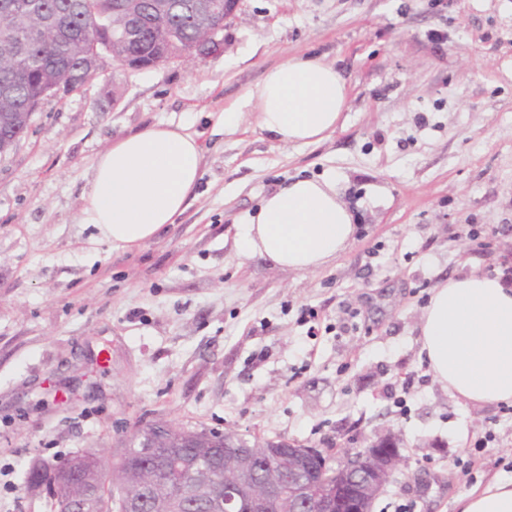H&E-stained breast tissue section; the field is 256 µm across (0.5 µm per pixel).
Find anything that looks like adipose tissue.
Masks as SVG:
<instances>
[{
    "label": "adipose tissue",
    "instance_id": "ef3b65f1",
    "mask_svg": "<svg viewBox=\"0 0 512 512\" xmlns=\"http://www.w3.org/2000/svg\"><path fill=\"white\" fill-rule=\"evenodd\" d=\"M348 86L336 66L294 57L270 69L225 121L252 109L261 132L283 146L336 132ZM202 147L180 126L126 135L91 163L83 223L116 248L139 246L174 223L201 177ZM354 217L331 176L296 177L263 198L236 227L245 258L313 273L353 241ZM421 353L434 379L476 406H512V287L470 271L436 285L418 321ZM459 512H512V478L494 477L458 497Z\"/></svg>",
    "mask_w": 512,
    "mask_h": 512
}]
</instances>
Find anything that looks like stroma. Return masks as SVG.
<instances>
[{"label": "stroma", "mask_w": 512, "mask_h": 512, "mask_svg": "<svg viewBox=\"0 0 512 512\" xmlns=\"http://www.w3.org/2000/svg\"><path fill=\"white\" fill-rule=\"evenodd\" d=\"M295 56L345 77L336 133L284 147L252 113L223 125ZM158 124L199 137L189 208L140 246L90 244L93 159ZM318 175L339 183L352 244L310 274L242 257L237 224ZM473 266H512V0H239L223 53L107 62L0 156V512H56L30 468L113 462L159 420L312 446L332 467L390 434L404 463L373 512H457L512 476V409L460 403L421 353L432 288Z\"/></svg>", "instance_id": "stroma-1"}]
</instances>
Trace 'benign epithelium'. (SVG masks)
Listing matches in <instances>:
<instances>
[{
	"mask_svg": "<svg viewBox=\"0 0 512 512\" xmlns=\"http://www.w3.org/2000/svg\"><path fill=\"white\" fill-rule=\"evenodd\" d=\"M200 24L207 26V40L187 51L193 55L203 52L214 54L224 48V24L211 21L210 10L204 4L195 5ZM195 437L176 426L158 421L148 435L139 433L134 447L145 449L148 467L164 471L177 458L153 453L156 448H189ZM268 453L275 464L260 479L250 466V455L236 456L234 476L229 485L235 489L232 498L216 494L208 499V512H240V505H250V512H278L288 507H298L300 512H371L373 502L384 491L393 474L402 463L397 445L390 437L380 438L366 448L350 449L342 460L336 483L327 485L317 496L311 494V482L304 472L307 459L313 458L321 465L326 459L317 448L293 445L288 455ZM109 466L93 452L78 453L62 465L49 471L45 481L59 506V512H85L95 504L101 478ZM83 487V495L73 497L72 487Z\"/></svg>",
	"mask_w": 512,
	"mask_h": 512,
	"instance_id": "1",
	"label": "benign epithelium"
}]
</instances>
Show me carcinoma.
Returning a JSON list of instances; mask_svg holds the SVG:
<instances>
[{
  "mask_svg": "<svg viewBox=\"0 0 512 512\" xmlns=\"http://www.w3.org/2000/svg\"><path fill=\"white\" fill-rule=\"evenodd\" d=\"M181 6L161 14L158 0H126L121 12L112 11V0H0V85L14 89L13 95L0 97V141L22 138L31 122L23 119L26 104L33 99H48L52 93L80 92L101 76L93 59L108 52L117 64L131 53H146L162 43L166 53L158 57L163 64L200 43L207 31L189 13L192 0H179ZM56 21L60 36L40 39L32 36ZM200 447L187 452L206 458L208 449L229 453L236 448L234 434L201 430ZM144 460L132 452H120L112 471L101 483L96 512H122L118 504L122 487L130 476L144 482L140 512H180L171 498L182 493L190 498L192 512H207L209 493L205 477L182 476L173 481L157 476L145 483Z\"/></svg>",
  "mask_w": 512,
  "mask_h": 512,
  "instance_id": "cac0c4a2",
  "label": "carcinoma"
}]
</instances>
